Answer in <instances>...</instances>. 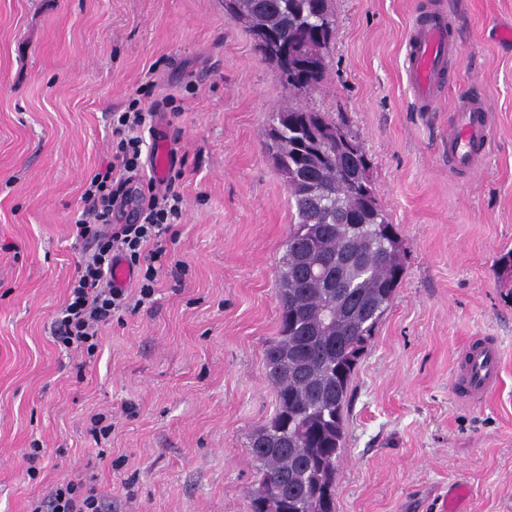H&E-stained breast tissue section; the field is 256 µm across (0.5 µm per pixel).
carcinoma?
<instances>
[{
    "label": "carcinoma",
    "mask_w": 512,
    "mask_h": 512,
    "mask_svg": "<svg viewBox=\"0 0 512 512\" xmlns=\"http://www.w3.org/2000/svg\"><path fill=\"white\" fill-rule=\"evenodd\" d=\"M229 19L251 36L268 32L272 43L302 35L317 11L332 13L331 0H224ZM307 89L291 94L297 104L274 112L281 125L276 141L265 130L266 148H275L277 169L288 177V195L297 223L290 225L278 270L277 336L264 349L267 376L276 395L272 417L249 436L257 483L249 491L251 512H336L335 487L344 440V410L354 371L365 355L403 274L390 259L402 246L395 225L374 190L364 194L368 157L357 151L334 161L338 152L315 140L314 131L341 128L324 112L298 104ZM326 258L323 277L309 275ZM349 284L344 294L327 282ZM329 312L333 336L319 335Z\"/></svg>",
    "instance_id": "1"
}]
</instances>
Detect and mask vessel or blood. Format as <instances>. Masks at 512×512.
I'll use <instances>...</instances> for the list:
<instances>
[{"mask_svg": "<svg viewBox=\"0 0 512 512\" xmlns=\"http://www.w3.org/2000/svg\"><path fill=\"white\" fill-rule=\"evenodd\" d=\"M446 52L443 20L417 26L411 32L406 52L407 73L423 108L433 106ZM489 128V109L483 99H465L457 104L448 138V154L456 165L468 169L476 167L485 148ZM171 160L169 140L166 136H159L152 159L153 174L157 180H164ZM500 357L499 346L494 341L469 347L459 376V386L465 396L480 400L496 390Z\"/></svg>", "mask_w": 512, "mask_h": 512, "instance_id": "b4317fda", "label": "vessel or blood"}]
</instances>
